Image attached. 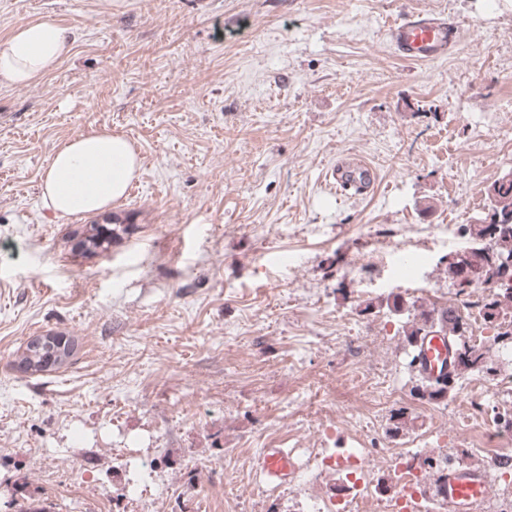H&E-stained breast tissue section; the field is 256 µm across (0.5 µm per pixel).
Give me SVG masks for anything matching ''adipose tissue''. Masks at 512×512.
Wrapping results in <instances>:
<instances>
[{"instance_id": "adipose-tissue-1", "label": "adipose tissue", "mask_w": 512, "mask_h": 512, "mask_svg": "<svg viewBox=\"0 0 512 512\" xmlns=\"http://www.w3.org/2000/svg\"><path fill=\"white\" fill-rule=\"evenodd\" d=\"M69 30L51 18L17 27L0 40V81L34 83L71 53ZM140 160L122 135L92 130L55 148L41 179V196L60 218H83L111 210L137 176Z\"/></svg>"}]
</instances>
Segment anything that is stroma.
<instances>
[{"label": "stroma", "mask_w": 512, "mask_h": 512, "mask_svg": "<svg viewBox=\"0 0 512 512\" xmlns=\"http://www.w3.org/2000/svg\"><path fill=\"white\" fill-rule=\"evenodd\" d=\"M503 0H0V38L51 17L72 52L25 87L0 82V483L44 512H307L342 474L257 493L266 448L412 449L488 465L469 404H512L491 324L480 385L420 399L395 314L448 303L450 253L512 174V10ZM458 23L440 60L408 63L404 14ZM141 158L127 220L85 257L84 220L46 208L54 149L90 130ZM363 160L365 195L328 170ZM433 241L412 280L367 267ZM71 337L70 364L25 375L18 350ZM400 390L385 401L379 386ZM404 412L395 428L393 416Z\"/></svg>", "instance_id": "1"}]
</instances>
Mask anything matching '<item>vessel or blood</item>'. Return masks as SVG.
Returning <instances> with one entry per match:
<instances>
[{
  "label": "vessel or blood",
  "mask_w": 512,
  "mask_h": 512,
  "mask_svg": "<svg viewBox=\"0 0 512 512\" xmlns=\"http://www.w3.org/2000/svg\"><path fill=\"white\" fill-rule=\"evenodd\" d=\"M459 29L438 16L406 15L391 26L390 42L400 58L411 62H432L442 58L454 45ZM328 176L345 190L368 191L375 183L373 169L364 162L339 164ZM458 352L454 337L430 331L418 338L413 349L415 372L453 386ZM298 464L293 453L268 448L257 458L255 472L270 485L282 487L295 476ZM491 495L485 467L457 465L441 467L429 483L416 493L417 499L431 500L439 512H481Z\"/></svg>",
  "instance_id": "b4317fda"
}]
</instances>
